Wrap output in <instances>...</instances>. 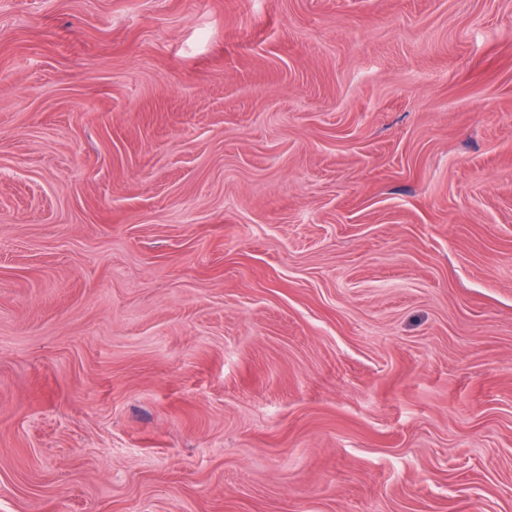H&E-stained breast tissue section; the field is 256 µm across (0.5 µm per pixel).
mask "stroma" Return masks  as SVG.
Here are the masks:
<instances>
[{
  "instance_id": "35a3bbf8",
  "label": "stroma",
  "mask_w": 512,
  "mask_h": 512,
  "mask_svg": "<svg viewBox=\"0 0 512 512\" xmlns=\"http://www.w3.org/2000/svg\"><path fill=\"white\" fill-rule=\"evenodd\" d=\"M0 512H512V0H0Z\"/></svg>"
}]
</instances>
